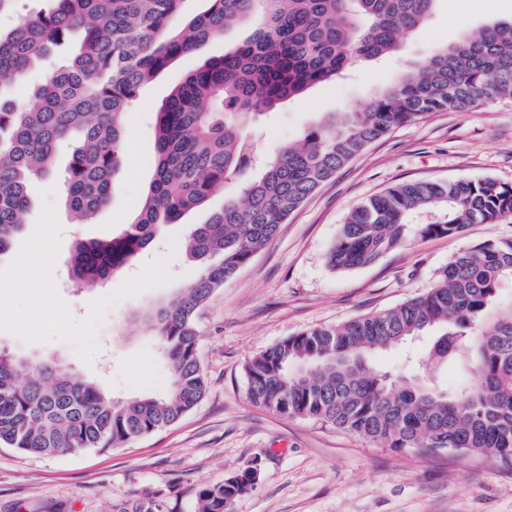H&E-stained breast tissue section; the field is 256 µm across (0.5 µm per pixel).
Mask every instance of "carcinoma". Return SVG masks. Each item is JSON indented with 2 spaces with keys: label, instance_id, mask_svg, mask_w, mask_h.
<instances>
[{
  "label": "carcinoma",
  "instance_id": "cac0c4a2",
  "mask_svg": "<svg viewBox=\"0 0 512 512\" xmlns=\"http://www.w3.org/2000/svg\"><path fill=\"white\" fill-rule=\"evenodd\" d=\"M183 0H46L36 15L0 30V255L19 235L32 182L52 173L71 145L66 205L88 220L118 190L124 116L142 87L170 63L234 26H253L233 49L192 69L157 112L156 167L136 220L110 240L77 244L80 284L111 279L204 205L218 185L241 183L203 224H192L195 281L146 313L170 365L169 394L116 401L59 361L30 364L0 353V442L57 455L119 448L177 421L203 400L197 355L199 307L278 233L336 172L392 128L434 112L512 102V21L465 31L377 91L363 113L336 112L301 140L259 159L243 125L359 60L391 54L423 27L436 0H208L179 32ZM80 46L22 105L15 87L53 47ZM512 217V185L493 178L403 183L366 199L328 252L334 271L375 263L405 237L452 236ZM512 239L456 255L426 294L336 327L291 336L245 367L247 396L273 412L312 419L390 447L445 449L512 459ZM431 337L413 375L377 370L373 357ZM463 381H431L443 365ZM254 468L198 492L195 512H230L255 483ZM112 512H168L159 492L112 504Z\"/></svg>",
  "mask_w": 512,
  "mask_h": 512
}]
</instances>
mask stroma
Wrapping results in <instances>:
<instances>
[{
	"mask_svg": "<svg viewBox=\"0 0 512 512\" xmlns=\"http://www.w3.org/2000/svg\"><path fill=\"white\" fill-rule=\"evenodd\" d=\"M512 19V0H437L429 22L406 35L397 53L355 64L261 116L254 148L271 153L297 142L334 112H362L432 49L462 29ZM229 30L190 58L168 66L142 95L161 106L191 68L239 41ZM153 111L133 110L125 149L138 159L121 173V191L88 223H75L58 176L30 189L26 222L0 256V350L39 363L58 360L113 397L161 396L169 368L144 313L186 287L199 272L186 254L189 225L204 223L238 192L225 182L200 208L169 226L112 279L86 288L70 278L78 242L109 239L138 214L154 172ZM490 177L512 185V103L437 112L393 129L356 156L282 224L276 237L202 306L196 320L206 394L175 424L125 447L39 456L0 446V512H112L113 502L161 492L169 512H194L206 485L257 467L253 487L231 512H512V460L455 450L397 451L312 420L287 417L247 398L245 365L302 331L380 312L430 289L459 252L512 238V219L465 233L407 239L375 264L349 272L326 257L347 216L369 196L405 182Z\"/></svg>",
	"mask_w": 512,
	"mask_h": 512,
	"instance_id": "obj_1",
	"label": "stroma"
}]
</instances>
